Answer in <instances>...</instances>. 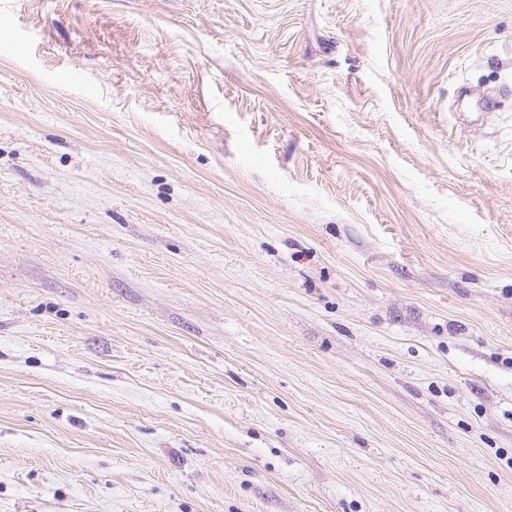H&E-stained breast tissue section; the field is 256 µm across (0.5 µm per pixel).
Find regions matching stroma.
Segmentation results:
<instances>
[{
  "label": "stroma",
  "mask_w": 512,
  "mask_h": 512,
  "mask_svg": "<svg viewBox=\"0 0 512 512\" xmlns=\"http://www.w3.org/2000/svg\"><path fill=\"white\" fill-rule=\"evenodd\" d=\"M0 512H512V0H0Z\"/></svg>",
  "instance_id": "obj_1"
}]
</instances>
